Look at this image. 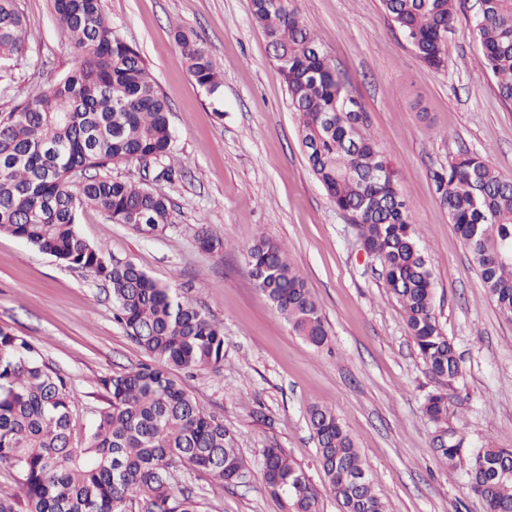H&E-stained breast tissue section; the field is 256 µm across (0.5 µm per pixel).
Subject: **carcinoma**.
<instances>
[{"label": "carcinoma", "mask_w": 512, "mask_h": 512, "mask_svg": "<svg viewBox=\"0 0 512 512\" xmlns=\"http://www.w3.org/2000/svg\"><path fill=\"white\" fill-rule=\"evenodd\" d=\"M430 70L445 66L446 35L455 0H381ZM61 34L80 58L55 84L0 119V233L20 238L68 266L90 269L110 285L113 317L149 357L102 380L107 406L80 443L70 433L74 393L37 346L0 327V462L18 474L25 512H202L177 488L183 465L228 484L249 466L224 422L206 413L178 373L224 366L223 329L177 290L132 261L109 260L78 232L76 215L92 206L146 237L169 223L166 194L141 183L87 175L110 164L150 158L170 181L181 169L171 152L170 107L140 52L118 37L101 0H52ZM299 121L308 164L336 209L354 216L367 254L377 258L390 296L435 388L424 413L439 425L435 454L450 472L465 471L466 487L487 512H512V448L487 443L464 454L448 424V388L462 376L453 343L435 313V282L425 260L398 172L367 133L366 112L316 35L289 0H252ZM29 17L18 0H0V61L24 49ZM473 32L479 67L512 104V0H482ZM179 62L213 94L221 73L196 37L176 36ZM85 176L78 191L70 179ZM439 203L468 247L486 294L512 320V179L483 156L466 153L432 172ZM208 253L224 241L203 229ZM256 286L293 332L315 347L328 331L321 308L280 244L264 236L247 249ZM326 489L343 512H389L359 448L334 411L308 409ZM267 493L285 512H322L321 494L302 467L277 446L263 449Z\"/></svg>", "instance_id": "cac0c4a2"}]
</instances>
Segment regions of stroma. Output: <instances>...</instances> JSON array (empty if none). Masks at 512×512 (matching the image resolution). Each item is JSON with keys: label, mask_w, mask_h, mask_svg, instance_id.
<instances>
[{"label": "stroma", "mask_w": 512, "mask_h": 512, "mask_svg": "<svg viewBox=\"0 0 512 512\" xmlns=\"http://www.w3.org/2000/svg\"><path fill=\"white\" fill-rule=\"evenodd\" d=\"M367 112L368 132L386 151L407 196L436 288V313L462 359L449 390L448 425L470 451L512 448V321L487 296L468 249L437 199L432 170L460 153L483 155L512 178V105L478 66L476 0H456L446 66L426 69L380 0H293ZM32 21L24 52L0 62V116L79 64L57 28L50 0H18ZM115 32L135 46L171 109L173 155L183 174L158 179L155 163L108 167L170 199L162 232L144 237L103 211L77 213L90 244L132 260L178 289L224 328V365L183 376L208 414L223 420L251 473L227 485L179 469L204 512H282L264 488L262 450L284 448L311 483L324 485L307 409L332 408L353 437L390 512H484L463 473L436 460V427L423 412L434 383L390 298L377 260L311 173L298 121L252 0H102ZM200 38L223 83L206 94L177 62V31ZM224 240L202 252L200 228ZM285 247L321 307L329 330L316 348L296 335L256 287L246 250L258 235ZM0 326L37 345L75 394L74 439L90 431L113 373L146 355L112 315L106 283L25 241L0 234ZM323 512H342L330 493Z\"/></svg>", "instance_id": "35a3bbf8"}]
</instances>
